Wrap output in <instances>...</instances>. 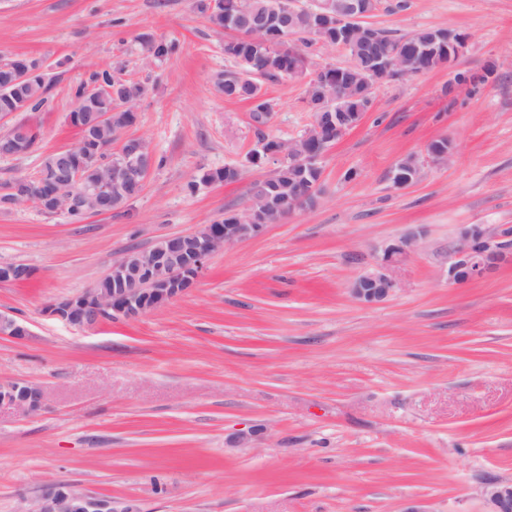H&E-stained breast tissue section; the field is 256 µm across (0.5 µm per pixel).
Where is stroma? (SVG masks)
Instances as JSON below:
<instances>
[{
    "label": "stroma",
    "mask_w": 512,
    "mask_h": 512,
    "mask_svg": "<svg viewBox=\"0 0 512 512\" xmlns=\"http://www.w3.org/2000/svg\"><path fill=\"white\" fill-rule=\"evenodd\" d=\"M367 24L404 35L444 27L466 37L451 66L379 85L361 124L326 152L314 206L217 250L194 288L132 320L91 328L47 304L94 287L112 260L243 208L252 181L251 105L215 86L224 31L195 0H0V59L43 63L38 111L0 118L40 132L0 158V184L72 147L71 89L121 66L144 83L138 120L159 159L122 210L71 222L34 204L0 208V265L33 270L0 282V383L43 386L34 415L0 404V512H25L47 480L138 512H488L487 483L512 484V257L483 279L448 282V254L470 224L512 226V0H379ZM177 40L146 59V37ZM496 69L478 91L448 93V71ZM268 137L311 124L304 82L263 85ZM448 138V163L427 162ZM425 162L395 188V164ZM231 183L189 194L203 172ZM416 250L392 269L378 304L350 293L383 249ZM238 176V170L233 167H224V169L205 172L198 179H194L188 182L187 190L190 193H195L198 190L200 184L209 185L217 182L231 183L235 181Z\"/></svg>",
    "instance_id": "1"
}]
</instances>
